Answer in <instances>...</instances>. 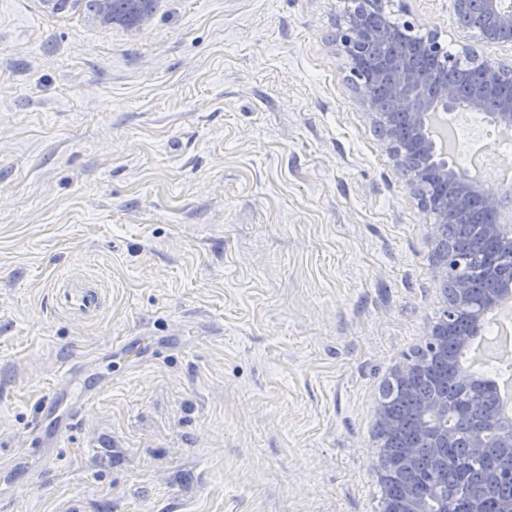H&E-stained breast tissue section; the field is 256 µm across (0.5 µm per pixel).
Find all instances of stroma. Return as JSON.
<instances>
[{
	"instance_id": "stroma-1",
	"label": "stroma",
	"mask_w": 512,
	"mask_h": 512,
	"mask_svg": "<svg viewBox=\"0 0 512 512\" xmlns=\"http://www.w3.org/2000/svg\"><path fill=\"white\" fill-rule=\"evenodd\" d=\"M344 0H157L139 30L0 0V455L61 364L144 332L0 512H380V388L446 308L436 216L336 42ZM393 23L512 66L453 0ZM101 288L85 319L58 284Z\"/></svg>"
}]
</instances>
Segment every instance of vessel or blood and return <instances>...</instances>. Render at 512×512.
I'll list each match as a JSON object with an SVG mask.
<instances>
[{
	"mask_svg": "<svg viewBox=\"0 0 512 512\" xmlns=\"http://www.w3.org/2000/svg\"><path fill=\"white\" fill-rule=\"evenodd\" d=\"M59 309L86 318L96 316L102 308L98 289L69 284L58 289ZM83 362L74 360L61 366L54 386L40 404V417L24 453L45 462L53 460L61 440L70 432L75 421L84 414L97 396L112 384L111 377L100 376L95 384H86Z\"/></svg>",
	"mask_w": 512,
	"mask_h": 512,
	"instance_id": "b4317fda",
	"label": "vessel or blood"
}]
</instances>
